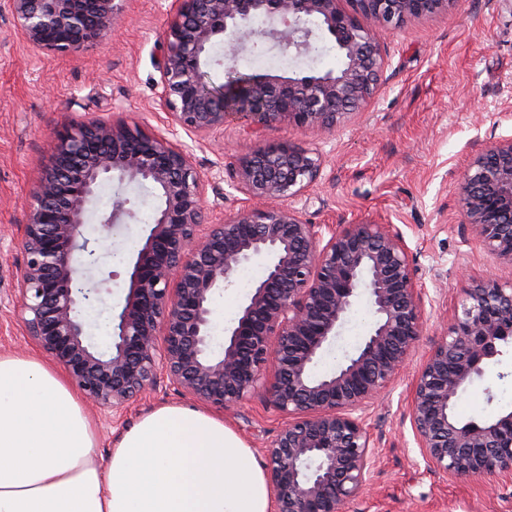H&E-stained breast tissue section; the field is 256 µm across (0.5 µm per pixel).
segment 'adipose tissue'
I'll list each match as a JSON object with an SVG mask.
<instances>
[{"mask_svg": "<svg viewBox=\"0 0 512 512\" xmlns=\"http://www.w3.org/2000/svg\"><path fill=\"white\" fill-rule=\"evenodd\" d=\"M97 452L74 386L0 355V512H269L253 451L203 409L159 407Z\"/></svg>", "mask_w": 512, "mask_h": 512, "instance_id": "1", "label": "adipose tissue"}]
</instances>
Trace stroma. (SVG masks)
<instances>
[{"instance_id":"35a3bbf8","label":"stroma","mask_w":512,"mask_h":512,"mask_svg":"<svg viewBox=\"0 0 512 512\" xmlns=\"http://www.w3.org/2000/svg\"><path fill=\"white\" fill-rule=\"evenodd\" d=\"M164 0H131L111 36L85 52L58 57L34 51L0 7V354L53 365L25 332L16 288L24 266L17 228L26 223L32 182L51 155L58 133L93 116H120L153 133H165L157 93L156 62L168 28ZM386 57L378 90L362 111L331 132L275 124L254 133L241 116L228 118L209 137L184 133L177 139L192 153L204 179L206 221L234 213L238 192L231 167L257 142H288L317 151L323 175L288 206L312 224L373 220L400 230L423 285V332L388 391L369 403L363 416L375 450L370 479L348 512H512V481L458 478L429 469L409 419L417 371L450 321L462 281L468 277H512L493 264L462 224L457 181L476 143L512 136V0H457L448 11L401 29H380ZM314 62L292 68L325 70L336 64L323 39ZM238 69L286 73L280 56L244 51ZM124 193L133 220L114 226L112 246L131 254L159 204L152 185L119 190L104 182L96 209L106 213ZM371 318L359 304L316 371L335 369L367 333ZM169 404L197 406V399L171 389L133 398L117 416L93 404L85 410L106 460L116 439L140 417ZM512 409V355L464 392L457 411L479 417ZM257 459L285 424L265 399L254 397L216 410Z\"/></svg>"}]
</instances>
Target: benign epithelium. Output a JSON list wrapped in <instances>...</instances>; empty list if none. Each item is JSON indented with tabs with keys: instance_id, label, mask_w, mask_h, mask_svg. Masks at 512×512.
<instances>
[{
	"instance_id": "benign-epithelium-1",
	"label": "benign epithelium",
	"mask_w": 512,
	"mask_h": 512,
	"mask_svg": "<svg viewBox=\"0 0 512 512\" xmlns=\"http://www.w3.org/2000/svg\"><path fill=\"white\" fill-rule=\"evenodd\" d=\"M130 0H6L33 49L77 54L107 38ZM166 0L170 17L157 68L169 135L122 118L95 117L58 137L20 225L25 265L18 298L27 335L99 408L120 413L138 394L173 388L218 409L263 394L287 418L267 446L274 512H346L366 485L375 444L362 415L407 363L423 329L424 289L403 234L388 224H311L281 204L321 174L319 155L259 143L232 169L242 205L204 223L203 179L173 140L207 136L241 115L255 129L288 124L330 131L369 103L380 79V28L445 12L455 0ZM317 20V29L309 27ZM331 40L337 68L288 75L228 70L224 89L202 90L218 42L231 55L262 39L308 54ZM149 183L160 204L135 257L127 293L108 318L106 352L84 313L102 303L93 272L103 235L87 231L100 183ZM463 224L482 252L512 270V137L476 148L458 184ZM134 218L117 198L100 227ZM252 262L263 277L214 351L215 294ZM366 295L372 323L357 352L331 373L315 366ZM512 348V279L460 289L443 335L417 372L409 418L430 468L456 477L512 480V410L460 420L453 407ZM273 381L266 382L267 371Z\"/></svg>"
}]
</instances>
